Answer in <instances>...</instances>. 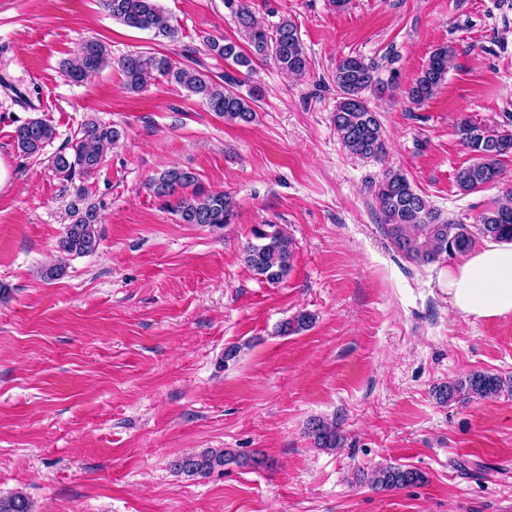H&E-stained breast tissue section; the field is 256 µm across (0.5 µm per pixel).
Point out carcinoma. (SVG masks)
Segmentation results:
<instances>
[{
  "mask_svg": "<svg viewBox=\"0 0 512 512\" xmlns=\"http://www.w3.org/2000/svg\"><path fill=\"white\" fill-rule=\"evenodd\" d=\"M113 19L137 30H151L170 42L182 37L179 27L164 16L159 0H101ZM237 18L248 48L243 50L233 42L209 38L206 47L211 55L251 72L254 67L272 60L288 74L301 78L309 72V58L296 25L284 17L274 26L261 23L242 3L224 0ZM450 49L436 48L419 75L403 90L411 104L427 102L448 73ZM111 64L105 43L98 39L83 41L74 57L64 64L65 77L81 83ZM119 67L127 90L138 93L160 80L184 89L198 97L207 108L224 118L226 123H250L255 119L257 103L262 97L258 86L247 94L238 90L240 80L231 73L215 77L197 68L177 62L159 52H134L124 56ZM379 66L364 58L345 56L336 64L333 75L339 99L333 113V124L345 149L362 160H379L386 154V139L377 112L369 106V93L385 87L378 77ZM460 140L472 153L473 162L460 167L456 184L463 191H474L496 181L501 174V157L512 154V124L505 122L495 128L476 124L468 119L457 128ZM56 131L40 118H31L15 129L16 149L27 156L39 154L53 142ZM121 132L110 124L93 119L80 128L52 158V168L64 180L76 176L90 178L104 161L106 146L116 142ZM192 188L191 193L182 190ZM148 188L162 199L164 205L178 216L182 224H218L227 226L235 217V205L224 192L204 190L195 172L172 167L164 169L148 181ZM375 200L381 226L394 248L420 265L438 262L447 257L463 255L483 238L512 243V192L483 212L476 224H460L447 220L429 201L413 189L407 177L398 170H386L375 184ZM99 215L96 206L84 212H74L58 242L59 251L68 255L85 256L99 245L95 224ZM294 243L277 229L257 228L253 240L244 246L243 259L255 275L269 284H278L291 270ZM313 321L307 312L297 314L279 325L283 336L297 333ZM512 393V380H504L485 371H473L463 379L439 386L435 395L439 402L467 403L472 399H491L502 393ZM315 447L340 448L344 436L337 422L321 417L310 419L306 426ZM237 461L227 449L207 448L197 453L179 456L171 461L173 471L187 476H208L229 462ZM422 474L412 468L397 465L377 467L370 484L376 489H403L419 484ZM0 512H33L32 503L22 493L0 497Z\"/></svg>",
  "mask_w": 512,
  "mask_h": 512,
  "instance_id": "1",
  "label": "carcinoma"
}]
</instances>
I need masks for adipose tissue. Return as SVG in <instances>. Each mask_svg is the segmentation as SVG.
<instances>
[{
    "instance_id": "adipose-tissue-1",
    "label": "adipose tissue",
    "mask_w": 512,
    "mask_h": 512,
    "mask_svg": "<svg viewBox=\"0 0 512 512\" xmlns=\"http://www.w3.org/2000/svg\"><path fill=\"white\" fill-rule=\"evenodd\" d=\"M439 284L460 315L473 320L512 315V243L488 242L441 272Z\"/></svg>"
}]
</instances>
